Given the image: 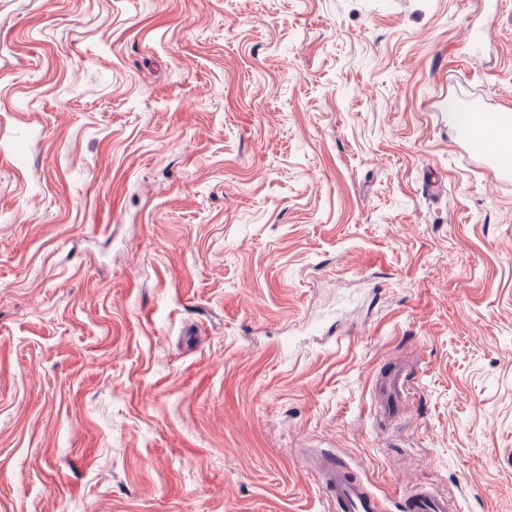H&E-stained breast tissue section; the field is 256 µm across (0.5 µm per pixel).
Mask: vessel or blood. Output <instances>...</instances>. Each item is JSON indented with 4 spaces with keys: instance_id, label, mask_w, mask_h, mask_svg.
Listing matches in <instances>:
<instances>
[{
    "instance_id": "obj_1",
    "label": "vessel or blood",
    "mask_w": 512,
    "mask_h": 512,
    "mask_svg": "<svg viewBox=\"0 0 512 512\" xmlns=\"http://www.w3.org/2000/svg\"><path fill=\"white\" fill-rule=\"evenodd\" d=\"M465 141L474 151L486 155L499 173L512 171V156L488 149L482 134H467ZM414 380L412 368L392 363L375 380V394L379 405L376 417L391 421L398 417ZM315 472L328 501L330 512H384V505L373 486L357 470L327 456ZM398 512H457L447 494L426 484L417 485L403 494Z\"/></svg>"
}]
</instances>
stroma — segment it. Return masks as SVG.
Instances as JSON below:
<instances>
[{
    "mask_svg": "<svg viewBox=\"0 0 512 512\" xmlns=\"http://www.w3.org/2000/svg\"><path fill=\"white\" fill-rule=\"evenodd\" d=\"M438 85L512 102V0H0V512H329L317 450L512 512V177ZM483 134L489 146L491 148H496L497 144L494 133L491 131H485ZM484 136L480 133L473 131L472 133L463 135L462 137L471 149L487 156L493 162L494 167L500 174H506L509 171L511 172L512 160L510 159L509 155L502 154L507 153L506 150H499L500 152H502L500 153L495 150L487 148ZM414 372L405 364L393 362L381 370L375 380V394L379 406L375 410L380 421H392L399 416L401 407L412 388Z\"/></svg>",
    "mask_w": 512,
    "mask_h": 512,
    "instance_id": "1",
    "label": "stroma"
}]
</instances>
